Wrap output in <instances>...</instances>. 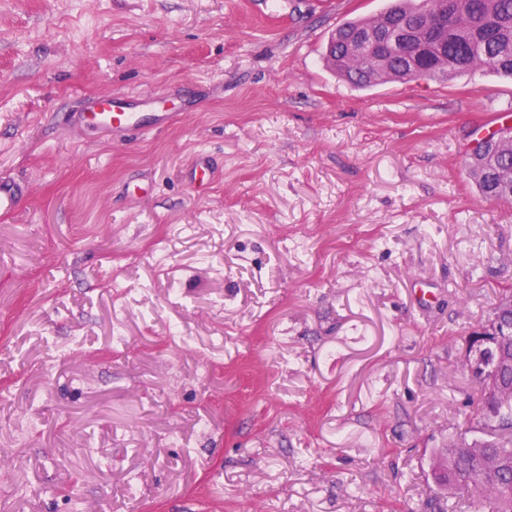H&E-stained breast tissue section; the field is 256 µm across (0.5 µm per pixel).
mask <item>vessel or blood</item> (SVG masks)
<instances>
[{
  "label": "vessel or blood",
  "instance_id": "vessel-or-blood-1",
  "mask_svg": "<svg viewBox=\"0 0 512 512\" xmlns=\"http://www.w3.org/2000/svg\"><path fill=\"white\" fill-rule=\"evenodd\" d=\"M140 101L136 98H115L98 96L92 98L85 112L79 113L80 124L92 128L128 133L143 130L145 125L159 128L164 126L169 115L165 112L144 117L139 111Z\"/></svg>",
  "mask_w": 512,
  "mask_h": 512
}]
</instances>
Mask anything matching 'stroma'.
<instances>
[{"mask_svg": "<svg viewBox=\"0 0 512 512\" xmlns=\"http://www.w3.org/2000/svg\"><path fill=\"white\" fill-rule=\"evenodd\" d=\"M384 3L0 0V512H430L512 289L465 166L512 78L351 86ZM108 94L176 118L69 122ZM472 335H474L473 348L476 353V358L471 364L474 365L480 361L483 352L488 349H493L492 346L487 343V340L492 337H496L499 342L502 340L506 342L507 338L509 340L511 339L512 329L511 327L500 323L498 320L492 319L488 324L481 326L478 330L474 331ZM471 364H469V367Z\"/></svg>", "mask_w": 512, "mask_h": 512, "instance_id": "35a3bbf8", "label": "stroma"}]
</instances>
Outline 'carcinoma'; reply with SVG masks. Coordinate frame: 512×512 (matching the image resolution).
Wrapping results in <instances>:
<instances>
[{"label":"carcinoma","mask_w":512,"mask_h":512,"mask_svg":"<svg viewBox=\"0 0 512 512\" xmlns=\"http://www.w3.org/2000/svg\"><path fill=\"white\" fill-rule=\"evenodd\" d=\"M450 23L448 43L431 39L428 28L416 31L415 45L407 49L370 50L351 55L348 35L371 26L373 20L360 18L336 30L331 42L336 60L327 64L336 74L357 87L375 84L381 72L389 78L452 79L480 69L512 77V0H446ZM415 12V0H393L380 14L387 22L407 18ZM435 57L448 55V69L442 74L413 72L407 57L420 47ZM468 168L477 180L482 196L498 203H512V135L489 140L469 154ZM494 316L503 323L512 322V290L500 298ZM495 376L501 392L496 397L480 396L474 416L478 421L494 418L499 427L490 431L493 439L466 445L459 435L443 453L433 458V472L443 478L449 490L459 492L469 512H512V369H502L487 359L482 372L472 374L483 385Z\"/></svg>","instance_id":"obj_1"}]
</instances>
